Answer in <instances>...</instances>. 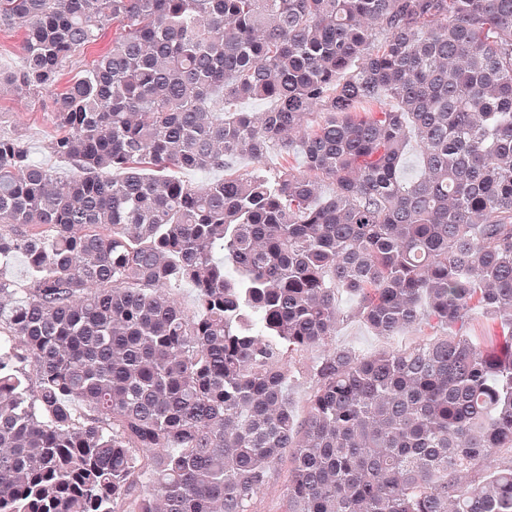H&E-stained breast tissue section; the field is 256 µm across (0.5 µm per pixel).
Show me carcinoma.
<instances>
[{
  "instance_id": "carcinoma-1",
  "label": "carcinoma",
  "mask_w": 512,
  "mask_h": 512,
  "mask_svg": "<svg viewBox=\"0 0 512 512\" xmlns=\"http://www.w3.org/2000/svg\"><path fill=\"white\" fill-rule=\"evenodd\" d=\"M17 30L0 92L73 172L0 131V512H257L279 464L281 512H512V0H0ZM341 294L443 334L338 346ZM50 100L47 97H18L9 93L0 94V113L5 131L24 134L33 144L36 158L54 168L60 175L71 174V169L53 158L47 148L54 133L48 120Z\"/></svg>"
}]
</instances>
